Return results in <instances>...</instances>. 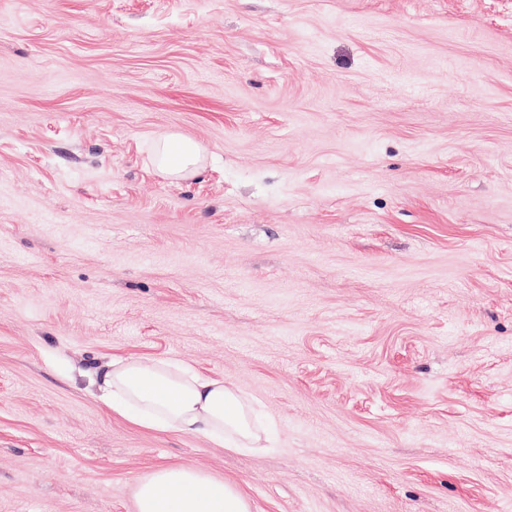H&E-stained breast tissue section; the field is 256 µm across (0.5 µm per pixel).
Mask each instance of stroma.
I'll use <instances>...</instances> for the list:
<instances>
[{
  "label": "stroma",
  "mask_w": 512,
  "mask_h": 512,
  "mask_svg": "<svg viewBox=\"0 0 512 512\" xmlns=\"http://www.w3.org/2000/svg\"><path fill=\"white\" fill-rule=\"evenodd\" d=\"M115 356L272 447L112 414ZM167 464L253 512L512 507V0H0V512H134ZM204 148L179 133L161 136L154 144L153 163L165 175L176 179L195 176L204 163ZM94 384L109 410L140 428L202 435L234 448H269L249 401L223 378L182 363L112 357Z\"/></svg>",
  "instance_id": "35a3bbf8"
}]
</instances>
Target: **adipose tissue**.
<instances>
[{
    "instance_id": "obj_1",
    "label": "adipose tissue",
    "mask_w": 512,
    "mask_h": 512,
    "mask_svg": "<svg viewBox=\"0 0 512 512\" xmlns=\"http://www.w3.org/2000/svg\"><path fill=\"white\" fill-rule=\"evenodd\" d=\"M204 155L197 141L170 133L155 142L153 162L169 177L188 179ZM95 384L109 410L143 429L201 435L248 450L268 441L253 421L251 403L236 389L181 363L115 357ZM135 512H252V505L234 484L171 464L138 479Z\"/></svg>"
}]
</instances>
